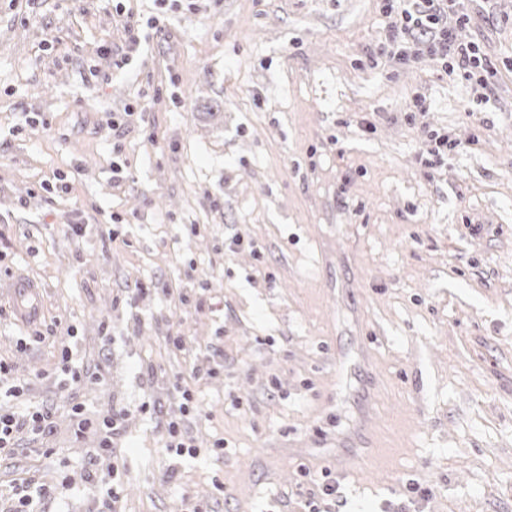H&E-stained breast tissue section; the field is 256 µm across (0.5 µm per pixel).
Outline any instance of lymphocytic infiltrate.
Instances as JSON below:
<instances>
[{"mask_svg":"<svg viewBox=\"0 0 512 512\" xmlns=\"http://www.w3.org/2000/svg\"><path fill=\"white\" fill-rule=\"evenodd\" d=\"M387 14L394 20L388 26L384 42L378 47V55L387 56L394 63L404 65L421 54H429L442 60L446 73L474 83L482 90H492L497 67L479 43L458 42L454 25H465L471 20L469 12L460 0H388ZM180 403L175 412L158 422L165 445L176 453L196 454L194 445L185 443L182 429L186 417L199 415L200 409L194 394L187 387H180ZM76 422L77 434L95 429L100 435L94 456L109 455L114 459V441L121 435L126 416L124 410L111 408L102 411L97 420L85 417L82 407L70 408ZM56 409L52 406L32 405L23 412L0 414V457L15 455L20 439L35 444L52 430ZM120 462L115 461L106 473L90 471L89 484L92 489L105 490L111 501L121 495L117 480ZM65 482L53 485L39 484L29 477L15 479L8 487L0 488V499L7 500L11 512H35L36 502L65 489Z\"/></svg>","mask_w":512,"mask_h":512,"instance_id":"f902f5d3","label":"lymphocytic infiltrate"}]
</instances>
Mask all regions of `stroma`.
I'll return each instance as SVG.
<instances>
[{"label": "stroma", "mask_w": 512, "mask_h": 512, "mask_svg": "<svg viewBox=\"0 0 512 512\" xmlns=\"http://www.w3.org/2000/svg\"><path fill=\"white\" fill-rule=\"evenodd\" d=\"M465 6L458 41L499 70L483 104L431 56L373 61L382 0H0V278L35 280L53 329L27 341L0 297V383L27 384L0 413L58 407L0 482L101 512L78 404L126 412L116 512H512V0ZM121 11L152 25L137 51ZM435 131L461 147L427 170ZM211 348L179 456L141 405L173 410ZM67 366L107 384L61 388Z\"/></svg>", "instance_id": "1"}]
</instances>
